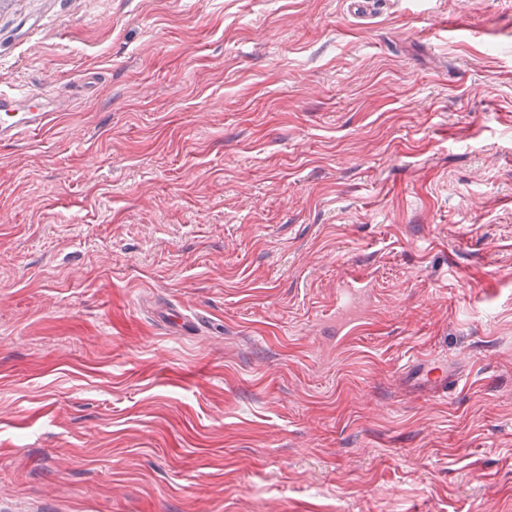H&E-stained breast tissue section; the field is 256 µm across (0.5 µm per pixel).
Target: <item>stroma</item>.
Masks as SVG:
<instances>
[{
  "label": "stroma",
  "mask_w": 512,
  "mask_h": 512,
  "mask_svg": "<svg viewBox=\"0 0 512 512\" xmlns=\"http://www.w3.org/2000/svg\"><path fill=\"white\" fill-rule=\"evenodd\" d=\"M16 88L0 512H512V0H0ZM0 141L35 137L56 117L39 94L19 98L0 92ZM367 277L363 274L356 273H348L346 280L343 282L342 291L345 297L347 298V302L336 310V333L340 334L346 329L352 330L354 324L357 322H353L347 324V320L354 312L353 301L356 296L360 293H364L366 288H369L367 283ZM347 324V325H346ZM425 365H428L426 360L414 359L402 368L403 376L416 391L443 397L457 390L462 380L458 372L448 370L447 374V371L442 369L438 375L431 376V369L424 374Z\"/></svg>",
  "instance_id": "obj_1"
}]
</instances>
